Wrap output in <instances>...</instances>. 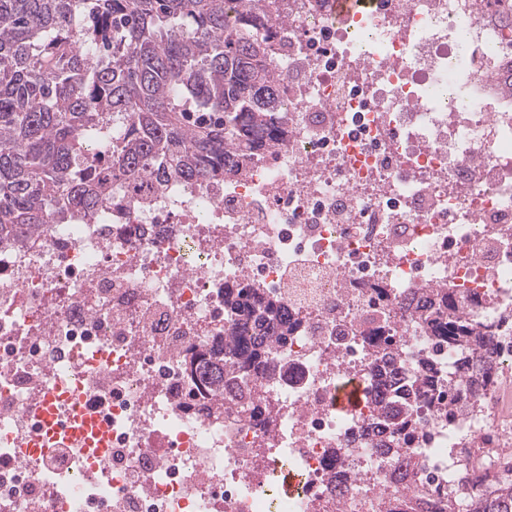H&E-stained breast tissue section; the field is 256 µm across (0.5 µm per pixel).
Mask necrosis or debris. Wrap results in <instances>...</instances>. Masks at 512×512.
Returning a JSON list of instances; mask_svg holds the SVG:
<instances>
[{"label": "necrosis or debris", "instance_id": "necrosis-or-debris-1", "mask_svg": "<svg viewBox=\"0 0 512 512\" xmlns=\"http://www.w3.org/2000/svg\"><path fill=\"white\" fill-rule=\"evenodd\" d=\"M259 0L275 134L222 184L114 188L94 219L0 242V512H475L512 456V10L494 0ZM501 47L486 52L490 43ZM287 311L245 392L201 381L224 291ZM498 344L456 400L426 301ZM429 371L398 461L386 394ZM361 404L336 408L347 383Z\"/></svg>", "mask_w": 512, "mask_h": 512}]
</instances>
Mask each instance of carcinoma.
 <instances>
[{
	"instance_id": "cac0c4a2",
	"label": "carcinoma",
	"mask_w": 512,
	"mask_h": 512,
	"mask_svg": "<svg viewBox=\"0 0 512 512\" xmlns=\"http://www.w3.org/2000/svg\"><path fill=\"white\" fill-rule=\"evenodd\" d=\"M225 0H0V241L24 245L54 220L94 217L114 183L221 181L224 153L277 110L268 39L247 5L231 18ZM452 295L426 313L464 348L473 325L451 319ZM281 314L246 312L238 336L265 329L249 360L265 355ZM463 392L491 377L464 358ZM381 423L410 439L409 406ZM479 512H512V481L479 500Z\"/></svg>"
}]
</instances>
